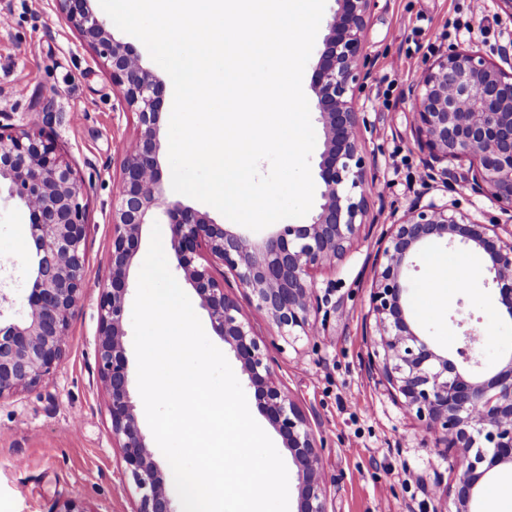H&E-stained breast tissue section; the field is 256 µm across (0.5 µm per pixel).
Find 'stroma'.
I'll return each mask as SVG.
<instances>
[{
    "label": "stroma",
    "mask_w": 512,
    "mask_h": 512,
    "mask_svg": "<svg viewBox=\"0 0 512 512\" xmlns=\"http://www.w3.org/2000/svg\"><path fill=\"white\" fill-rule=\"evenodd\" d=\"M0 113L25 117L37 98L55 107L44 134L57 139L86 190V288L70 319L61 366L39 386L0 401V512H55L78 492L92 512H135L140 496L113 448L108 397L97 380V304L109 276L110 211L123 151L137 119L119 105L120 89L94 49L71 28L55 0H0ZM512 41V18L498 0H377L361 35L362 89L357 106L373 124L362 153L375 187L368 215L404 214L418 191L425 156L412 123L417 73L451 47L498 60ZM462 167L448 168L447 186L432 197L457 200L484 223H506L488 199L458 186ZM29 217L15 201H0V289L18 294L29 283L33 250ZM375 223L336 269L316 276L324 304L317 336L284 347L275 375L324 441L321 466L336 483L331 512H437L436 494L453 481L451 456L435 447L419 423L371 374L366 317L377 241ZM485 269L469 275L439 312L414 313L419 332L452 353L463 311L479 336L482 370L512 352V321L493 304ZM479 512H512V466L482 486Z\"/></svg>",
    "instance_id": "35a3bbf8"
}]
</instances>
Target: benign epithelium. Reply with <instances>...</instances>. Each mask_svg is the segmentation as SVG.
<instances>
[{
	"instance_id": "obj_1",
	"label": "benign epithelium",
	"mask_w": 512,
	"mask_h": 512,
	"mask_svg": "<svg viewBox=\"0 0 512 512\" xmlns=\"http://www.w3.org/2000/svg\"><path fill=\"white\" fill-rule=\"evenodd\" d=\"M66 21L96 49L121 88L124 106L137 116L138 134L124 151L119 190L112 202V247L106 254L108 281L97 305L96 364L108 396L112 443L140 493L137 512H175L165 480L147 446L131 397L125 353L129 272L143 227L161 214L183 280L191 285L216 333L224 338L253 390L258 407L291 454L298 476L297 512H329L332 479L320 463L318 440L306 414L276 381L277 340L294 344L318 331L322 298L316 273L336 265L365 235L372 181L361 151L371 122L357 108L355 71L361 33L376 0H336L326 22L312 84L323 130L318 163L322 186L318 209L306 224H277L257 240L245 230L217 224L168 197L159 164L163 85L129 46L115 39L89 0H56ZM501 63L477 52L451 48L415 78L413 124L426 173L448 175L441 163H469L464 184L512 218V43ZM28 212L35 254L30 283L12 299L0 289V304L13 311L0 325V400L39 384L60 365L70 317L85 288L84 250L88 214L85 188L58 143L0 113V192ZM378 241L369 313L372 367L391 395L453 453L454 482L438 505L453 497L455 512L474 505L486 479L512 464V352L487 373L476 352L478 336L463 333L457 356L440 354L412 320L407 272L432 243L480 251L494 285V304L512 318V228L484 224L450 202L419 196ZM231 274L251 313L274 324L277 336L259 337L235 295L216 280L211 264Z\"/></svg>"
}]
</instances>
